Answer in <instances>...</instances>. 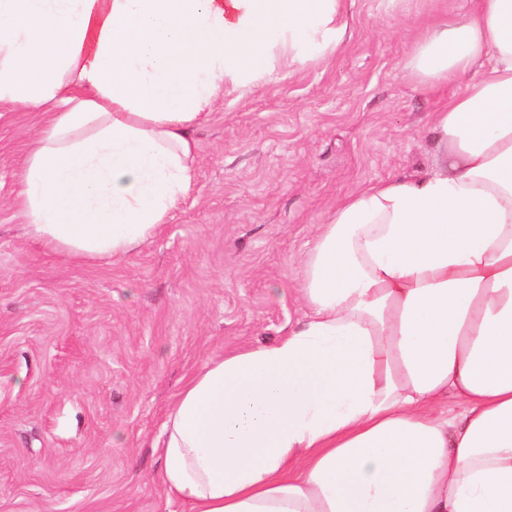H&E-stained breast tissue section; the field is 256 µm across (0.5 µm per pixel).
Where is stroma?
<instances>
[{"label":"stroma","instance_id":"obj_1","mask_svg":"<svg viewBox=\"0 0 512 512\" xmlns=\"http://www.w3.org/2000/svg\"><path fill=\"white\" fill-rule=\"evenodd\" d=\"M470 7L353 0L336 55L215 102L186 194L115 260L34 237L17 177L41 115L0 102V512H187L156 447L185 379L302 318L306 251L344 196L431 166L440 96L406 61Z\"/></svg>","mask_w":512,"mask_h":512}]
</instances>
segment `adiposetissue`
Wrapping results in <instances>:
<instances>
[{
	"label": "adipose tissue",
	"mask_w": 512,
	"mask_h": 512,
	"mask_svg": "<svg viewBox=\"0 0 512 512\" xmlns=\"http://www.w3.org/2000/svg\"><path fill=\"white\" fill-rule=\"evenodd\" d=\"M348 8L0 0V101L49 111L20 190L42 243L115 259L154 236L217 96L273 47L336 53ZM408 66L444 93L434 163L343 198L304 317L186 381L161 448L189 512H512V0L427 27Z\"/></svg>",
	"instance_id": "obj_1"
}]
</instances>
